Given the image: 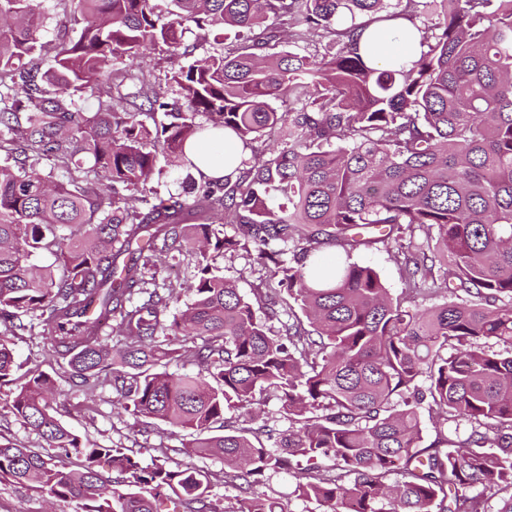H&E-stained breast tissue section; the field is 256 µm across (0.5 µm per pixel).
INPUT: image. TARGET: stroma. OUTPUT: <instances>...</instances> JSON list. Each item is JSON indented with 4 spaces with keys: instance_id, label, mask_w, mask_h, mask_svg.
Instances as JSON below:
<instances>
[{
    "instance_id": "obj_1",
    "label": "stroma",
    "mask_w": 512,
    "mask_h": 512,
    "mask_svg": "<svg viewBox=\"0 0 512 512\" xmlns=\"http://www.w3.org/2000/svg\"><path fill=\"white\" fill-rule=\"evenodd\" d=\"M396 245L392 242L375 243L361 248L356 260L374 267L392 296H399L402 282L395 260ZM225 278L234 281L240 292L252 295L261 287L266 272L254 265L246 252L224 255L218 261ZM195 274V260L180 257L167 267L158 269L156 280L172 288L175 295L170 312H177L191 295L186 290ZM15 354L23 370L39 369L57 380L58 393L51 403V413L63 425L85 435L98 445L119 448L148 465L157 456L158 448L169 451L170 465L183 469L204 470L218 476L224 464L217 459H204L185 453L187 440L184 431L158 421L147 432H139L133 416L126 411L120 395L111 386L88 389L73 378L66 358L54 353L38 336L23 333L13 339ZM296 480L281 470L266 471L253 491L280 504L285 512H320L316 503L299 498L295 492ZM71 501L48 502L41 494L16 488L0 482V512H75Z\"/></svg>"
}]
</instances>
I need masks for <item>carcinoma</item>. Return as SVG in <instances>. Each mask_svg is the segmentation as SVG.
Returning a JSON list of instances; mask_svg holds the SVG:
<instances>
[{"label": "carcinoma", "instance_id": "cac0c4a2", "mask_svg": "<svg viewBox=\"0 0 512 512\" xmlns=\"http://www.w3.org/2000/svg\"><path fill=\"white\" fill-rule=\"evenodd\" d=\"M32 2L0 0V387L19 369L7 337L35 319L72 375L112 384L137 424L166 422L188 432L186 453L224 461L236 512H277L251 477L292 457L307 462L298 496L323 512H512V0H168L166 21L153 0H57L78 30L48 61ZM417 15L431 18L418 59L375 67L365 32L395 43L393 22ZM286 28L314 50L268 53ZM194 29L238 45L167 72L184 110L143 84L138 111H115L127 95L113 61L160 44L185 57ZM199 115L247 150L279 147L188 199H149L161 161L194 167ZM389 240L397 299L352 261ZM326 243L344 257L326 264ZM249 249L268 270L251 297L216 265ZM41 251L54 264L33 263ZM183 252L197 256L192 300L169 318L173 293L145 271ZM173 360L198 371L176 377ZM25 377L9 409L45 446L0 443V479L77 512H218L210 474L171 467L164 449L142 466L89 443L50 413L56 379ZM270 390L286 433L251 426Z\"/></svg>", "mask_w": 512, "mask_h": 512}]
</instances>
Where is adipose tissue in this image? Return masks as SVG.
<instances>
[{
    "label": "adipose tissue",
    "instance_id": "obj_1",
    "mask_svg": "<svg viewBox=\"0 0 512 512\" xmlns=\"http://www.w3.org/2000/svg\"><path fill=\"white\" fill-rule=\"evenodd\" d=\"M184 152L204 176L220 178L233 171L246 153L230 131L208 128L195 140L188 142Z\"/></svg>",
    "mask_w": 512,
    "mask_h": 512
}]
</instances>
